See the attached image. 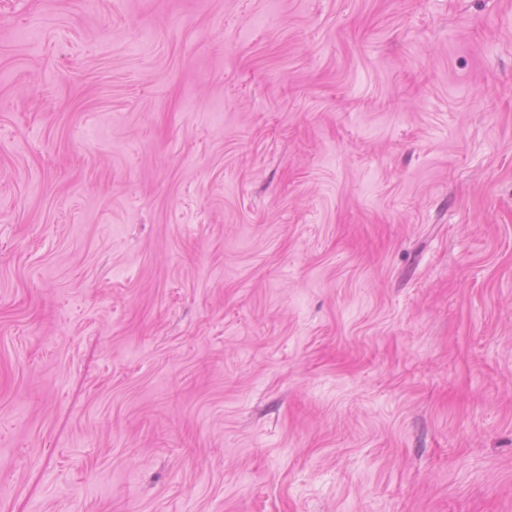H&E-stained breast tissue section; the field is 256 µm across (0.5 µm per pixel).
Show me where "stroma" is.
<instances>
[{
    "label": "stroma",
    "mask_w": 512,
    "mask_h": 512,
    "mask_svg": "<svg viewBox=\"0 0 512 512\" xmlns=\"http://www.w3.org/2000/svg\"><path fill=\"white\" fill-rule=\"evenodd\" d=\"M0 512H512V0H0Z\"/></svg>",
    "instance_id": "35a3bbf8"
}]
</instances>
